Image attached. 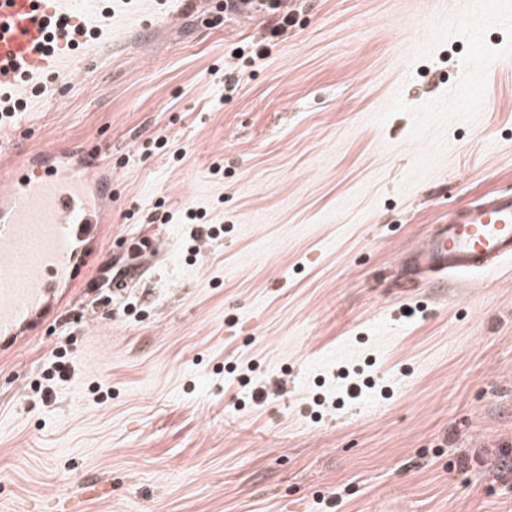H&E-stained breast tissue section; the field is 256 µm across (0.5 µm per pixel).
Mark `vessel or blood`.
Masks as SVG:
<instances>
[{
	"label": "vessel or blood",
	"mask_w": 512,
	"mask_h": 512,
	"mask_svg": "<svg viewBox=\"0 0 512 512\" xmlns=\"http://www.w3.org/2000/svg\"><path fill=\"white\" fill-rule=\"evenodd\" d=\"M99 0H0V94L24 90L61 66L64 51L97 27L52 29L55 16L94 18ZM104 166L87 147H48L0 169V355L39 334L62 286L77 284L85 251L105 222L99 186ZM412 269L459 285L512 261V190L487 193L449 212L405 254Z\"/></svg>",
	"instance_id": "b4317fda"
}]
</instances>
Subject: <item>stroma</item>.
Segmentation results:
<instances>
[{
    "label": "stroma",
    "mask_w": 512,
    "mask_h": 512,
    "mask_svg": "<svg viewBox=\"0 0 512 512\" xmlns=\"http://www.w3.org/2000/svg\"><path fill=\"white\" fill-rule=\"evenodd\" d=\"M107 2L0 127L16 157L112 164L62 323L0 359V512H512V263L458 288L398 262L512 188V0H288L279 35L218 0ZM109 262L143 273L105 305Z\"/></svg>",
    "instance_id": "obj_1"
}]
</instances>
